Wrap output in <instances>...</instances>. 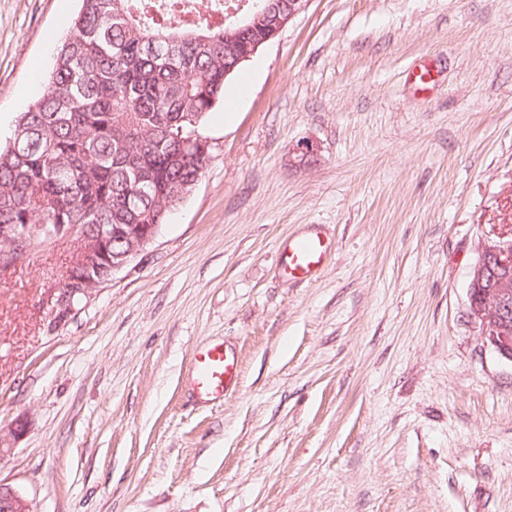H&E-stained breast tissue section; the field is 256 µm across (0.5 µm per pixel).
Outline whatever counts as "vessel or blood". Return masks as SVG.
Listing matches in <instances>:
<instances>
[{"instance_id": "b4317fda", "label": "vessel or blood", "mask_w": 512, "mask_h": 512, "mask_svg": "<svg viewBox=\"0 0 512 512\" xmlns=\"http://www.w3.org/2000/svg\"><path fill=\"white\" fill-rule=\"evenodd\" d=\"M331 244L320 235L291 238L279 248L281 271L288 278L312 281L322 267ZM238 357L221 343L200 346L194 354L189 387L203 404L224 399L238 383Z\"/></svg>"}]
</instances>
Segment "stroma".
<instances>
[{
    "label": "stroma",
    "instance_id": "1",
    "mask_svg": "<svg viewBox=\"0 0 512 512\" xmlns=\"http://www.w3.org/2000/svg\"><path fill=\"white\" fill-rule=\"evenodd\" d=\"M78 8L0 0V131ZM202 133L197 185L71 311L76 238L0 268V484L35 512H512V363L466 316L512 225V0H308ZM310 233L332 251L289 280ZM211 342L240 380L204 405ZM331 250V243L319 234L288 238L279 247L281 271L288 279L310 282ZM238 357L221 343L200 346L194 354L189 387L202 404L222 400L238 383Z\"/></svg>",
    "mask_w": 512,
    "mask_h": 512
}]
</instances>
